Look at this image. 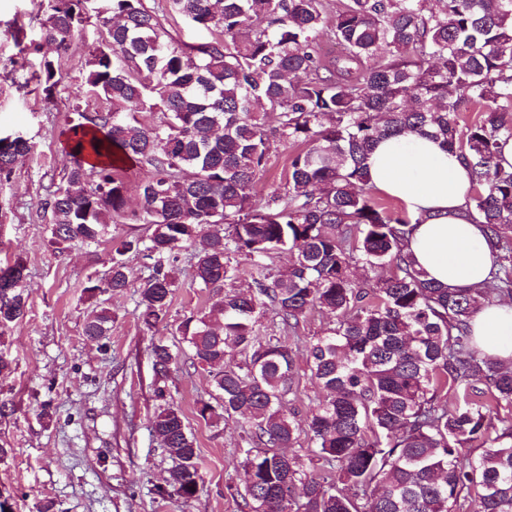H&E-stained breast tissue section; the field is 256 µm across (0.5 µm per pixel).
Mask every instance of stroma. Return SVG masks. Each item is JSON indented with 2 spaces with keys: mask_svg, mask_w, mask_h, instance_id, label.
Masks as SVG:
<instances>
[{
  "mask_svg": "<svg viewBox=\"0 0 512 512\" xmlns=\"http://www.w3.org/2000/svg\"><path fill=\"white\" fill-rule=\"evenodd\" d=\"M47 0H0V133L21 132L35 149L21 158L10 180L0 181V267L22 262L28 273L27 313L0 330V352L11 369L0 374V497L13 512H241L240 489L248 428L246 420L204 422L199 401L214 390L206 371L181 355L167 382L196 439L201 483L189 500L160 494L172 461L150 432L158 408L150 346L164 339L180 344L178 325L203 311L209 294L193 282L188 261L174 274L167 322L150 329L132 294L103 298L84 293L91 275L109 267V247L48 243L50 216L42 200L59 184L68 160L62 132L79 113L104 110L105 102L83 92L86 61L103 28L90 22L60 60L62 79L46 98L36 75L53 51L42 44L40 27ZM112 308V334L84 335L101 302ZM315 311L289 332L273 313L261 315L263 338L288 344L295 359L297 392L288 407L305 419L321 391L311 378L306 348L332 327Z\"/></svg>",
  "mask_w": 512,
  "mask_h": 512,
  "instance_id": "1",
  "label": "stroma"
}]
</instances>
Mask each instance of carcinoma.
<instances>
[{
	"label": "carcinoma",
	"mask_w": 512,
	"mask_h": 512,
	"mask_svg": "<svg viewBox=\"0 0 512 512\" xmlns=\"http://www.w3.org/2000/svg\"><path fill=\"white\" fill-rule=\"evenodd\" d=\"M107 39L89 53L85 85L112 104L80 114L67 137L71 157L42 202L49 242L111 246L105 276L85 291L134 288L139 318L164 323L184 250L192 280L211 294L204 313L178 326L192 363L208 369L217 405L205 421L239 417L249 428L242 496L249 512H512V368L482 353L471 320L482 306L512 298V0H342L326 18L323 0H171L172 9L213 40H174L144 0H104ZM88 0H48L41 38L67 52ZM329 25L340 51L314 49ZM44 91L58 72L40 64ZM483 106L482 120L459 129L457 115ZM164 120L148 125L143 112ZM265 112L279 113L268 128ZM415 131L443 140L470 169L467 213L483 225L496 268L483 288L444 286L406 252L408 212L394 214L367 188L368 155L383 138ZM0 179L33 144L11 135ZM289 156L282 192L260 198L256 185L274 145ZM147 169L129 204L125 164ZM121 222L132 231L112 234ZM292 255L285 269L266 260ZM146 260L131 283L125 256ZM396 272L374 279L370 271ZM23 263L0 267V328L26 315ZM336 320L307 348L324 396L306 418L316 476L283 452L299 425L284 402L295 384L288 346L255 331L270 310L286 329L313 310ZM112 330V309L86 323L92 339ZM244 361H227L231 351ZM152 368L163 401L150 432L174 460L160 494L196 495V440L166 398L178 353L158 339ZM477 445L476 456L465 447Z\"/></svg>",
	"instance_id": "cac0c4a2"
}]
</instances>
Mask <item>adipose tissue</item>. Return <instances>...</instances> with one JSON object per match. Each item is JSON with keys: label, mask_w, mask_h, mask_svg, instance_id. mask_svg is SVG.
Wrapping results in <instances>:
<instances>
[{"label": "adipose tissue", "mask_w": 512, "mask_h": 512, "mask_svg": "<svg viewBox=\"0 0 512 512\" xmlns=\"http://www.w3.org/2000/svg\"><path fill=\"white\" fill-rule=\"evenodd\" d=\"M368 166L370 186L417 220L406 247L416 268L445 285L481 288L494 253L481 226L466 216L472 183L458 151L406 132L382 140ZM472 330L484 354L512 366V302L480 309Z\"/></svg>", "instance_id": "1"}]
</instances>
